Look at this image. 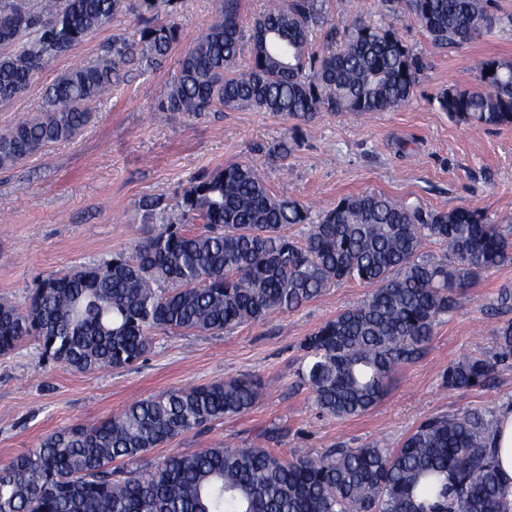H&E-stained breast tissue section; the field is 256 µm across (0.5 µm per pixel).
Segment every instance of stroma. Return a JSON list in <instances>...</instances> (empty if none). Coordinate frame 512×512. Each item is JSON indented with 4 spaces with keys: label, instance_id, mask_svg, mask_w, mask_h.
Returning <instances> with one entry per match:
<instances>
[{
    "label": "stroma",
    "instance_id": "obj_1",
    "mask_svg": "<svg viewBox=\"0 0 512 512\" xmlns=\"http://www.w3.org/2000/svg\"><path fill=\"white\" fill-rule=\"evenodd\" d=\"M353 2L349 10L344 0H318L312 53L339 49L354 16L377 20L383 14L381 0ZM221 6L222 0H171L165 16L179 24L180 41L159 66H130L111 94L93 104L79 136L0 170V298L25 305L38 279L131 252L155 229L145 219L146 200L176 198L191 182L241 161L261 168L272 192L298 201L314 217L341 197L376 191L426 210H477L512 238V126L478 128L437 104L448 89L475 86L484 60L512 59V25L449 49L435 47L418 23L398 22L400 38L426 68L411 99L394 111L359 117L321 112L308 125L249 110L167 122L158 103L178 60ZM137 24L136 16L120 17L51 60L22 95L0 104V129L35 116L43 90L59 74L93 63L114 35ZM285 138L293 143L291 155L270 158L268 147ZM503 288H512V264L457 289L454 308L440 318L418 358L395 371L376 407L349 419L323 414L297 373L304 337L369 293L355 281L332 285L298 310L221 334L156 330L151 351L126 369L80 373L26 345L0 357V465L53 431L95 425L132 401L240 376L264 386L258 402L152 449L145 464L218 444L245 448L261 434L288 459H316L339 445L379 440L398 447L428 416L512 402V360L496 359L497 330L512 320V311L496 307ZM471 355L494 361L490 383L445 388L443 370Z\"/></svg>",
    "mask_w": 512,
    "mask_h": 512
}]
</instances>
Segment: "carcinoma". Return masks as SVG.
Here are the masks:
<instances>
[{
  "mask_svg": "<svg viewBox=\"0 0 512 512\" xmlns=\"http://www.w3.org/2000/svg\"><path fill=\"white\" fill-rule=\"evenodd\" d=\"M170 0H0V103L96 31L127 14L144 25L112 39L92 65L61 73L39 115L0 130V170L50 143L71 140L123 68H150L179 42L159 19ZM379 21L357 16L335 52L309 51L316 0H290L244 28L237 0L185 50L158 105L166 119L251 109L309 124L323 111H393L411 98L424 69L395 22L419 23L433 44L463 47L502 23L486 0H382ZM248 67L237 69L242 46ZM470 89L437 98L454 119L512 125V60L482 63ZM162 223L98 265L51 274L19 307L0 300V356L28 340L44 358L81 373L134 366L157 328L220 333L257 323L319 297L342 281L373 286L366 298L305 337L299 372L322 413L358 417L376 406L401 365L419 356L452 290L512 263V242L477 210L424 211L368 191L339 200L312 221L297 201L274 194L248 162L219 168L173 203L158 199ZM200 224L202 229L194 226ZM309 226L298 241L288 235ZM446 253L425 254L427 242ZM497 357L512 358V321L497 331ZM492 364L469 357L448 365L450 390L486 385ZM260 382L231 377L135 401L92 427L72 426L0 465V512H508L488 441L494 411L433 415L391 450L336 447L318 459L286 460L257 442L216 445L145 469L112 461L146 453L203 423L247 411Z\"/></svg>",
  "mask_w": 512,
  "mask_h": 512,
  "instance_id": "1",
  "label": "carcinoma"
}]
</instances>
